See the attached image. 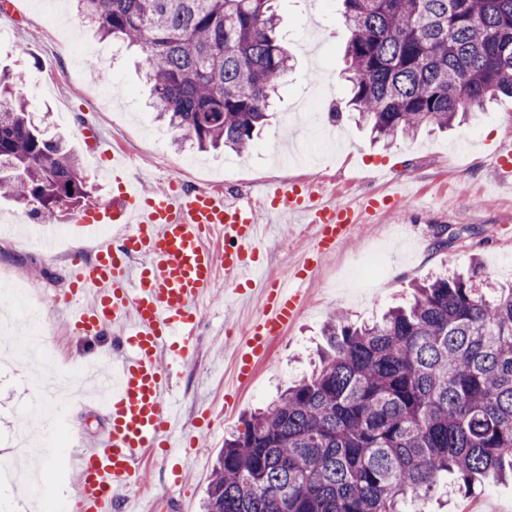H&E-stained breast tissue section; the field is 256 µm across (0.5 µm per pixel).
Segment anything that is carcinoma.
Returning a JSON list of instances; mask_svg holds the SVG:
<instances>
[{
    "label": "carcinoma",
    "mask_w": 512,
    "mask_h": 512,
    "mask_svg": "<svg viewBox=\"0 0 512 512\" xmlns=\"http://www.w3.org/2000/svg\"><path fill=\"white\" fill-rule=\"evenodd\" d=\"M142 52L180 146L245 156L288 73L276 0H75ZM349 105L377 138L445 128L512 95V0H341ZM66 140L0 76V197L59 222L88 195ZM330 350L224 439L205 512H402L443 475L512 479V286L481 265L414 286L381 321L334 314Z\"/></svg>",
    "instance_id": "1"
}]
</instances>
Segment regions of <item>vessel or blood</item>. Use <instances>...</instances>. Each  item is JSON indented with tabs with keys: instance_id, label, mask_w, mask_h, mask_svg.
I'll use <instances>...</instances> for the list:
<instances>
[{
	"instance_id": "1",
	"label": "vessel or blood",
	"mask_w": 512,
	"mask_h": 512,
	"mask_svg": "<svg viewBox=\"0 0 512 512\" xmlns=\"http://www.w3.org/2000/svg\"><path fill=\"white\" fill-rule=\"evenodd\" d=\"M81 134L89 150L109 160L108 175L117 194L112 201L78 212L73 221L86 228L118 224L122 232L119 240L107 238L99 244L95 260L72 251L70 324L80 336L121 328L122 362L118 372L101 375L110 426L81 460L74 508L113 512L116 492L139 485V463L145 457L171 462L170 481L181 484L183 470L175 461L187 438L176 421L175 386L194 355L198 303L216 276L234 287L254 272L261 226L253 206L218 191L172 182L145 189L126 177L122 162L104 149L93 126H84ZM267 195L278 212L307 218L317 231L290 282L261 288L262 309L246 324L235 347L233 373L241 386L251 382L272 341L301 316L302 285L353 235L359 207L379 205L372 196L359 207L329 204L312 188L285 184L269 187ZM216 234L224 239L219 251L209 243ZM137 253L145 260L136 267L130 258Z\"/></svg>"
}]
</instances>
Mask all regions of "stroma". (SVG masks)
Returning a JSON list of instances; mask_svg holds the SVG:
<instances>
[{"instance_id": "35a3bbf8", "label": "stroma", "mask_w": 512, "mask_h": 512, "mask_svg": "<svg viewBox=\"0 0 512 512\" xmlns=\"http://www.w3.org/2000/svg\"><path fill=\"white\" fill-rule=\"evenodd\" d=\"M14 26L0 35V69L19 73L17 96L35 118H47L64 134L92 185L88 205L111 198L112 185L92 163L80 136L85 124L95 126L107 141L124 140L133 155L132 176L146 188L159 189L171 176L182 182L203 180L223 185L232 199L262 209L265 186L271 181L315 183L325 201L357 203L365 196H386L376 180L390 170L408 187L390 213L364 214L351 240L316 271L305 286L306 306L287 334L274 341L268 360L251 384L235 390L236 410L224 412L225 382L232 369L233 334L239 333L261 304L251 297L227 299L223 277H216L202 303L198 350L187 362L178 385L180 414L195 446L183 457L185 481L174 487L163 475L159 459L140 464L142 483L129 495L141 512H200L212 466L224 438L241 427L250 411L266 406L288 385L309 374L324 343L322 328L340 312L359 324L380 317L412 294L413 284L451 271L463 272L478 262L491 281L512 285V187L487 191L495 176L494 151L512 136V97L500 96L488 111L445 131L424 132L389 143L372 142L352 120L347 105L344 57L350 33L337 5L323 0H278L281 30L288 41L292 68L273 108L270 124L255 138L245 168L229 152L200 153L176 149L148 106L149 86L139 50H117L100 38L73 10L61 22L65 34L80 41L94 65L74 68L56 36L43 34L33 0H12ZM12 223L0 235V269L12 279L37 289L47 339L62 365L113 368L115 331L101 336H76L66 327L69 256L36 253L25 243L32 217L0 199V223ZM315 229L301 223L272 225L261 248L264 275L272 281L289 278L310 245ZM31 355L0 353V512H30L18 497L12 473L18 435H31L27 404L33 394L27 368ZM207 409L212 432L198 431L200 409ZM66 455L79 462L93 447L107 422L99 402L83 396L68 412ZM512 512V482L489 481L473 494H449L439 487L428 501L413 502L414 512Z\"/></svg>"}]
</instances>
